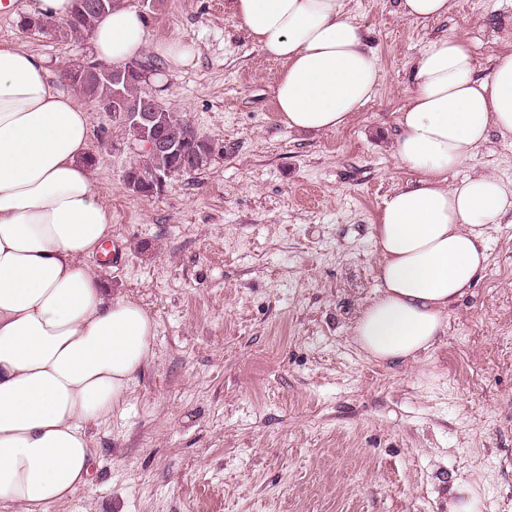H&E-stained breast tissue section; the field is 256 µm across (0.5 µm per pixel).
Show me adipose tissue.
Masks as SVG:
<instances>
[{
    "mask_svg": "<svg viewBox=\"0 0 512 512\" xmlns=\"http://www.w3.org/2000/svg\"><path fill=\"white\" fill-rule=\"evenodd\" d=\"M250 38L282 70L275 106L289 130L346 126L381 71L347 0H229ZM93 59L140 58L145 19L117 5L90 37ZM397 119L395 156L412 180L374 226L378 295L352 329L365 356L411 364L448 331V312L490 257L485 232L512 214V188L449 170L491 133L512 137V51L488 75L461 35L430 39ZM91 116L45 56L0 42V501L49 512L92 483L89 423L127 398L147 364L155 326L85 261L112 235L94 186Z\"/></svg>",
    "mask_w": 512,
    "mask_h": 512,
    "instance_id": "obj_1",
    "label": "adipose tissue"
}]
</instances>
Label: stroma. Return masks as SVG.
<instances>
[{"label": "stroma", "instance_id": "1", "mask_svg": "<svg viewBox=\"0 0 512 512\" xmlns=\"http://www.w3.org/2000/svg\"><path fill=\"white\" fill-rule=\"evenodd\" d=\"M148 20L141 94L187 117L213 153L161 194L122 183L128 130L88 103L95 189L112 212L118 262L87 259L156 323L153 357L126 401L89 424L96 471L50 512H448L475 481L485 512H512V216L488 230L490 261L417 363L385 366L351 341L378 293L373 226L410 172L394 156L397 116L426 42L467 37L482 67L512 50V0H456L420 27L397 0H349L381 64L344 128L282 124L281 71L227 0H127ZM35 0L0 11V41L54 71L90 59L89 38L22 32ZM193 46L170 66L159 44ZM512 187V137L492 135L449 183Z\"/></svg>", "mask_w": 512, "mask_h": 512}]
</instances>
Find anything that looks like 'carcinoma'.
Segmentation results:
<instances>
[{"mask_svg": "<svg viewBox=\"0 0 512 512\" xmlns=\"http://www.w3.org/2000/svg\"><path fill=\"white\" fill-rule=\"evenodd\" d=\"M96 0H73V8L70 16L60 22L39 18L31 23L25 18H20L19 27L22 31L36 30L43 34L56 38H68L90 34L96 21L102 16V12L95 7ZM80 70L81 88L79 93L89 100L101 105L109 100L113 94V84L102 75L101 67L95 64L78 66ZM140 81L132 78L121 85L122 97L120 111L134 113L140 111L143 96L139 94ZM167 133L178 140L181 151L177 154H158L145 151L140 154V159L129 166V171L136 179L137 189H132L128 179H123L125 188L134 190L145 196L160 194L154 190L160 175L170 170L174 173H186L196 171L206 165L211 149L198 141V133L192 123L168 109L160 113Z\"/></svg>", "mask_w": 512, "mask_h": 512, "instance_id": "1", "label": "carcinoma"}]
</instances>
